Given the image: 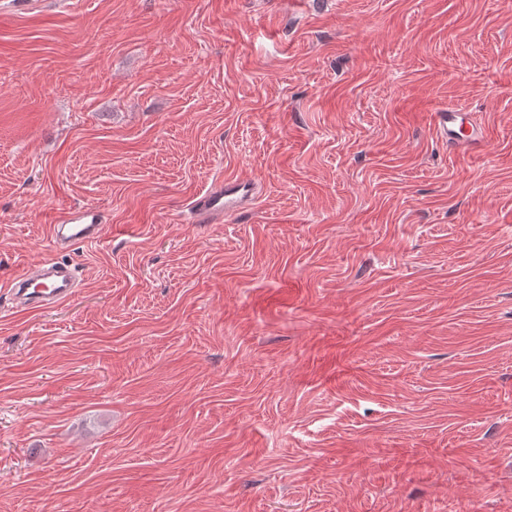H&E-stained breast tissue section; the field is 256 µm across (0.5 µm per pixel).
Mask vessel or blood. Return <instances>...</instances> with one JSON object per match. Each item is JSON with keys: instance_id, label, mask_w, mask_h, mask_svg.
Instances as JSON below:
<instances>
[{"instance_id": "obj_1", "label": "vessel or blood", "mask_w": 512, "mask_h": 512, "mask_svg": "<svg viewBox=\"0 0 512 512\" xmlns=\"http://www.w3.org/2000/svg\"><path fill=\"white\" fill-rule=\"evenodd\" d=\"M432 124L437 140L451 145L473 148L484 141L481 131L470 123L468 112L453 105L438 108L432 115ZM257 193L258 187L252 180L224 179L191 200L192 220L197 224L223 222L225 216L244 212ZM50 229L51 246L59 252L99 242L108 232L103 213L91 204L55 212ZM77 286L78 279L70 265L47 258L32 263L8 283L7 290L18 308L32 310L61 304L75 294Z\"/></svg>"}]
</instances>
